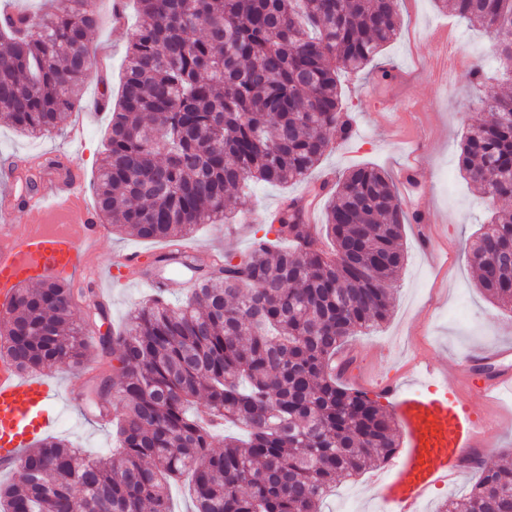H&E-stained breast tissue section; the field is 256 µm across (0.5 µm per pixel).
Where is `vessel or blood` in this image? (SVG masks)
I'll return each instance as SVG.
<instances>
[{"instance_id":"1","label":"vessel or blood","mask_w":512,"mask_h":512,"mask_svg":"<svg viewBox=\"0 0 512 512\" xmlns=\"http://www.w3.org/2000/svg\"><path fill=\"white\" fill-rule=\"evenodd\" d=\"M77 179L51 178L26 197L25 211L36 222L56 221L65 212L81 224L80 238L59 234L0 235V313H5L17 286L72 278L91 269L101 227L89 208L75 210ZM512 354L504 346L473 347L461 366L422 373L432 384L396 395L393 415L406 452L393 475L381 483V502L400 512H416L425 495L463 471V462L476 450L490 447L482 423L465 407L468 397L512 392V368L496 362ZM58 395L40 376L25 375L0 360V466L9 467L21 452L47 432Z\"/></svg>"}]
</instances>
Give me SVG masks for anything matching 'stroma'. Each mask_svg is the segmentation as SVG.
<instances>
[{
  "label": "stroma",
  "instance_id": "1",
  "mask_svg": "<svg viewBox=\"0 0 512 512\" xmlns=\"http://www.w3.org/2000/svg\"><path fill=\"white\" fill-rule=\"evenodd\" d=\"M114 0H100L98 24L90 33V48L96 64L82 89L81 102L62 123V132L29 137L0 120V159L34 158L66 153L72 173L81 180L87 201L95 199L98 159L107 136L112 113L98 107L101 92L119 96L130 30L138 21L135 0H124L123 20L114 23ZM401 27L398 38L382 50L380 61L392 62L403 83V93L411 109L393 115L381 113L382 98L391 84L366 81L364 76L342 74L344 102L356 118L353 136L335 143L310 174L319 181L359 166H373L392 180H399L407 163L422 169L418 207L423 222H408L403 229L406 265L393 284V304L389 318L376 329L350 337L356 362L349 374L351 388L368 393L383 408L392 400L385 386L399 389L419 387L418 373L431 362L439 366L460 363L476 345L494 347L512 342V309L490 299L477 284L478 271L470 259V247L479 224L489 216L482 193L461 177L458 144L466 129L489 120V112L477 103L470 85V70L455 67L446 81L429 75V63L447 55L469 56L481 62L490 84L497 92L512 93L504 68L493 51V39L486 31L459 22L437 0H399ZM83 130V141L72 146L68 131ZM309 181L287 185L260 183L241 193L238 213L242 222L202 224L192 239L198 245V259L209 262L212 254L227 249L245 251L261 237V225L292 197L303 195ZM430 248H423V241ZM156 241L121 232H106L96 250L98 268H105L122 252H149L159 249ZM83 289L103 291L108 301L106 319L93 317L85 300H77L74 313L97 334L123 329L131 310L150 295L149 286L112 279L101 287L87 278ZM88 353L92 373L66 367L45 370L56 383L65 405L57 412L50 437L68 441L93 456L109 454L114 448L115 428L105 424L90 406L87 395L96 382L112 373L114 356H102L99 343ZM468 411L478 417L493 413L497 425L493 446L483 457L485 465L499 462L512 452V399L500 395L491 399H470ZM388 462L359 477H345L336 484V493L323 505V512H379L380 500L372 495L394 470Z\"/></svg>",
  "mask_w": 512,
  "mask_h": 512
}]
</instances>
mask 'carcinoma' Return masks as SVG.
Here are the masks:
<instances>
[{
	"label": "carcinoma",
	"mask_w": 512,
	"mask_h": 512,
	"mask_svg": "<svg viewBox=\"0 0 512 512\" xmlns=\"http://www.w3.org/2000/svg\"><path fill=\"white\" fill-rule=\"evenodd\" d=\"M38 12L0 0V113L18 130H60L80 103L97 26L95 0H46ZM490 30L512 74V0H438ZM398 0H137L127 65L96 183L99 218L118 231L177 244L237 209L249 182L285 185L353 133L336 63L390 81L373 64L400 27ZM470 83L493 123L471 125L459 162L492 210L471 245L479 287L512 305V95ZM46 159L21 178L34 190ZM326 198L320 230L286 205L250 250L208 268L173 250L155 256L196 275L187 300L151 298L124 331L106 379L123 418L119 448L90 458L58 439L25 450L0 483V512H170L168 489L189 478L195 512H322L336 482L387 462L399 447L393 414L340 378L347 339L390 312L407 215L382 170L360 166L311 189ZM274 234L275 239L268 238ZM322 233L332 243L315 246ZM278 242L287 246L280 248ZM74 291L62 280L18 288L0 315V358L20 371L76 368L86 357ZM206 413L189 412L200 395ZM244 426L247 439L213 431ZM440 512H512V463L480 467Z\"/></svg>",
	"instance_id": "obj_1"
}]
</instances>
